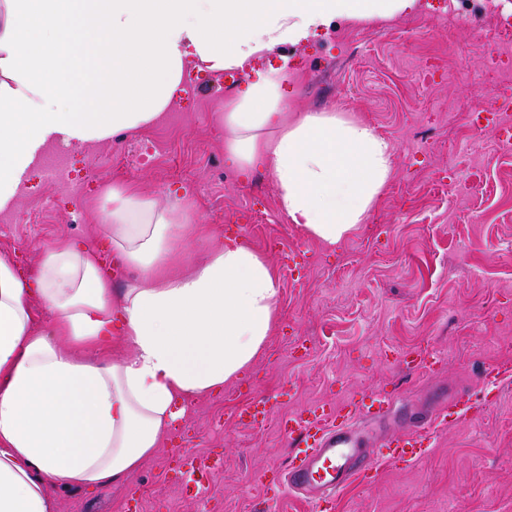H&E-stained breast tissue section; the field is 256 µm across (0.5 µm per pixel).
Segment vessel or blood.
<instances>
[{
    "mask_svg": "<svg viewBox=\"0 0 512 512\" xmlns=\"http://www.w3.org/2000/svg\"><path fill=\"white\" fill-rule=\"evenodd\" d=\"M396 406L394 393L381 392L336 412L324 411L311 419L296 415L283 421L282 430L293 454L279 481L280 489L303 493L312 499L314 512H328L339 489L355 475L375 473L389 459L422 455L426 450L423 438L401 427L381 437L376 446L364 445V425L391 422ZM469 406L468 394L455 393L448 401L438 403L423 427L436 430L449 416Z\"/></svg>",
    "mask_w": 512,
    "mask_h": 512,
    "instance_id": "1",
    "label": "vessel or blood"
}]
</instances>
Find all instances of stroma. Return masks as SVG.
Returning a JSON list of instances; mask_svg holds the SVG:
<instances>
[{"instance_id":"stroma-1","label":"stroma","mask_w":512,"mask_h":512,"mask_svg":"<svg viewBox=\"0 0 512 512\" xmlns=\"http://www.w3.org/2000/svg\"><path fill=\"white\" fill-rule=\"evenodd\" d=\"M482 28L461 22L458 0H418L386 20L333 22L328 33L284 45L289 111L332 112L365 121L395 148L394 173L363 224L330 245L289 224L265 172L214 164L224 154L225 101L252 72L196 75L156 124L97 144L49 143L22 178L23 192L0 211V256L19 274L68 239L98 248L113 265L106 227L113 186L133 183L160 204L189 203L204 234L186 232V259L204 260L227 240L261 252L281 282L280 322L264 351L218 394L184 402L159 448L127 480L57 494L58 512H312L294 493L268 497L289 449L279 423L313 410L339 409L390 391L397 418L429 414L465 390L468 412L428 435L417 458L391 459L353 478L333 512H512V79L483 72L498 51L499 16L512 0H469ZM359 47H352V35ZM63 158L67 182L48 180ZM99 164L102 181L85 178ZM218 197L216 216L198 205ZM83 213L73 223V210ZM437 350L422 372L402 362ZM265 397L262 425L239 420L248 400ZM210 465L199 504L178 478L175 453Z\"/></svg>"}]
</instances>
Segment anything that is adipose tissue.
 <instances>
[{"mask_svg": "<svg viewBox=\"0 0 512 512\" xmlns=\"http://www.w3.org/2000/svg\"><path fill=\"white\" fill-rule=\"evenodd\" d=\"M417 0H0V210L49 141L103 142L160 120L188 65L250 68L338 19H386ZM287 65L224 105V153L260 167L289 223L333 245L363 223L394 147L333 112L289 113ZM112 285L98 250L62 240L27 277L0 257V512H56L54 491L125 480L192 397L251 368L273 334L278 276L248 245L190 263L192 216L113 188Z\"/></svg>", "mask_w": 512, "mask_h": 512, "instance_id": "1", "label": "adipose tissue"}]
</instances>
